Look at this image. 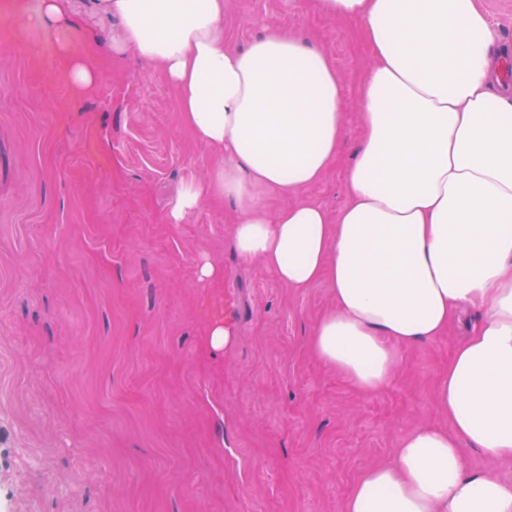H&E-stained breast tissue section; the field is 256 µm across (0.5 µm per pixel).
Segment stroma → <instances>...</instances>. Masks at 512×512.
<instances>
[{
    "label": "stroma",
    "instance_id": "obj_1",
    "mask_svg": "<svg viewBox=\"0 0 512 512\" xmlns=\"http://www.w3.org/2000/svg\"><path fill=\"white\" fill-rule=\"evenodd\" d=\"M16 2L0 12V512H343L362 471L438 421L433 389L473 314L360 393L310 348L327 281L296 292L240 259L231 201L167 223L224 158L156 68L115 51L119 22L67 0L95 48L79 95ZM224 29L235 50L273 31L316 43L349 84L369 66L354 25L315 0H224ZM288 201L336 214L343 166L263 205Z\"/></svg>",
    "mask_w": 512,
    "mask_h": 512
}]
</instances>
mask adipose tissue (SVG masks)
<instances>
[{
	"mask_svg": "<svg viewBox=\"0 0 512 512\" xmlns=\"http://www.w3.org/2000/svg\"><path fill=\"white\" fill-rule=\"evenodd\" d=\"M119 19V51L157 67L183 123L225 162L188 182L167 215L203 197L231 200L234 246L295 291L327 281L334 305L314 355L361 393L380 391L402 348L429 343L468 310L481 318L433 392L441 422L406 433L365 470L345 512H512V480L470 469L466 451L512 459V82L480 0H317L354 23L371 65L348 89L318 46L272 32L227 47L224 0H95ZM33 16L56 38L74 89L93 85L63 0ZM356 95L361 138L337 215L287 203L339 159L343 108Z\"/></svg>",
	"mask_w": 512,
	"mask_h": 512,
	"instance_id": "adipose-tissue-1",
	"label": "adipose tissue"
}]
</instances>
